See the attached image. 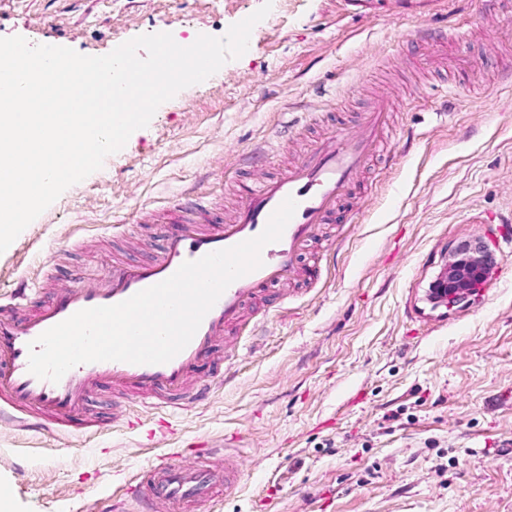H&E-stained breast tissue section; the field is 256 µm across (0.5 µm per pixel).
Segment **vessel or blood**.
I'll use <instances>...</instances> for the list:
<instances>
[{"label": "vessel or blood", "mask_w": 512, "mask_h": 512, "mask_svg": "<svg viewBox=\"0 0 512 512\" xmlns=\"http://www.w3.org/2000/svg\"><path fill=\"white\" fill-rule=\"evenodd\" d=\"M396 91L381 93L354 125L325 134L282 175L251 165L231 221L208 216L201 200L159 213L145 207L138 223L120 225L128 256L106 259L99 272L74 269L45 288L21 284L0 303V426L36 432L95 433L120 424L135 428L132 405L151 410H190L208 393L200 375L209 367L224 374L243 346V333L261 313L258 301L270 286L313 280L315 269L296 256L318 232L336 220L378 148ZM297 207L280 240L266 245L259 269L234 281L204 317L190 343L164 364L92 362L69 370L59 382L28 370V345L47 329L88 308L109 306L173 275L187 261L257 237L286 198ZM154 234L159 249L137 258L138 238ZM106 393V412L92 411L93 395ZM242 478L238 454L206 444L173 448L154 456L127 483L126 498L138 512H199L217 493L235 491Z\"/></svg>", "instance_id": "b4317fda"}]
</instances>
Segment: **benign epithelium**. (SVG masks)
Masks as SVG:
<instances>
[{"instance_id":"obj_1","label":"benign epithelium","mask_w":512,"mask_h":512,"mask_svg":"<svg viewBox=\"0 0 512 512\" xmlns=\"http://www.w3.org/2000/svg\"><path fill=\"white\" fill-rule=\"evenodd\" d=\"M494 267V253L485 240L479 239L474 247H458L431 287L448 294V305H462L488 281Z\"/></svg>"}]
</instances>
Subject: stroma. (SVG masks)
<instances>
[{
	"mask_svg": "<svg viewBox=\"0 0 512 512\" xmlns=\"http://www.w3.org/2000/svg\"><path fill=\"white\" fill-rule=\"evenodd\" d=\"M263 0H0V37L88 56L146 33L223 36ZM239 59L164 102L102 168L69 187L0 254V299L22 280L96 266L112 227L143 205L201 192L230 213L239 155L280 172L331 124L402 90L385 133L399 157L375 160L355 199L305 251L321 280L272 299L226 380L148 441L142 429L82 436L0 431V488L11 512H93L120 495L158 448L188 440L245 446L236 492L201 512H512V0H434L401 15L390 0H272ZM449 32L476 84L444 104L445 79L407 36ZM466 30V42L453 39ZM447 117H440V109ZM493 236L498 265L470 304L431 307L429 284L460 242Z\"/></svg>",
	"mask_w": 512,
	"mask_h": 512,
	"instance_id": "35a3bbf8",
	"label": "stroma"
}]
</instances>
